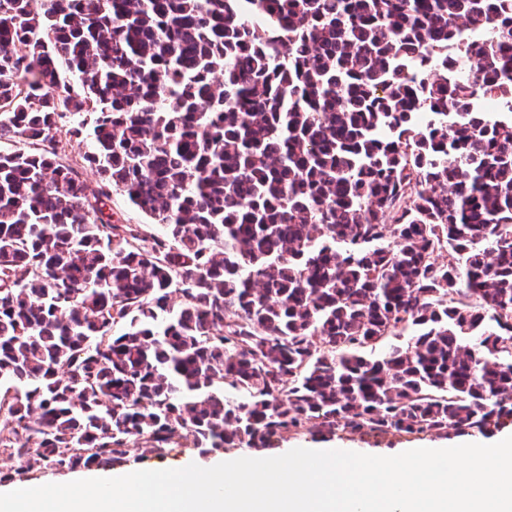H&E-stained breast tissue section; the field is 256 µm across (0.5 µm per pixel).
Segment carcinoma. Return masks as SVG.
I'll return each instance as SVG.
<instances>
[{
	"label": "carcinoma",
	"instance_id": "1",
	"mask_svg": "<svg viewBox=\"0 0 512 512\" xmlns=\"http://www.w3.org/2000/svg\"><path fill=\"white\" fill-rule=\"evenodd\" d=\"M248 2L0 0V483L512 419V0ZM87 151L85 144L78 142H67L63 139L59 145V152L63 159L74 167L78 168L83 173V179L89 185L90 188L95 189L98 181V175L94 168L87 166L82 156ZM106 203V211L112 212L115 218L120 220V224H136L141 232L147 235L158 231L159 226L154 223V220L134 208L124 193L114 191Z\"/></svg>",
	"mask_w": 512,
	"mask_h": 512
}]
</instances>
